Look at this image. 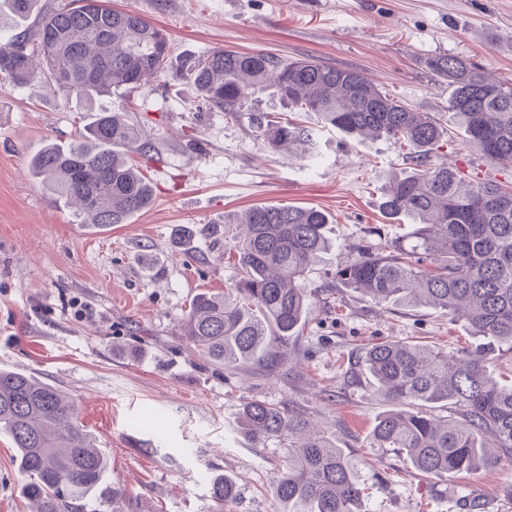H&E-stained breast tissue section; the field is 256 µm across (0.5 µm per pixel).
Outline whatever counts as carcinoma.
I'll return each instance as SVG.
<instances>
[{"label": "carcinoma", "mask_w": 512, "mask_h": 512, "mask_svg": "<svg viewBox=\"0 0 512 512\" xmlns=\"http://www.w3.org/2000/svg\"><path fill=\"white\" fill-rule=\"evenodd\" d=\"M36 0H0L28 18ZM43 61L46 83L64 97L124 93L169 76L171 43L140 14L100 0H71L42 15L33 28L0 42V83L24 88ZM426 68L448 80V111L465 141L512 168V79L496 78L458 56L439 53ZM199 97L238 121L248 116L255 137L287 147L316 164L319 128L255 109L256 95L273 94L320 128L349 137L395 140L410 149L412 171L387 186L382 210L418 222L408 244L386 243L336 270V280L376 304L428 305L465 322L476 336L512 350V190L471 181L432 160L447 134L429 112H418L360 72L311 59L285 60L224 49L199 55L185 69ZM151 147L127 110L100 112L68 146L49 143L30 161L33 177L78 206L83 223L107 229L149 206L152 186L132 156ZM245 225L234 237L238 276L222 293L203 292L190 305L183 334L205 362L243 370L288 362V340L308 313L304 276L329 249V215L314 207L254 206L230 220ZM481 345L465 357L411 341L365 347L364 370L387 409L376 418L373 448H390L421 474H476L495 466L491 448L512 455V385L493 375ZM445 403L461 419L432 412ZM301 414L262 400L249 403L241 433L254 445L288 440V463L272 482L282 512H360L365 483L332 440L312 433ZM0 434L10 437L26 476L24 497L35 512H136L124 489L104 485L110 453L80 421L75 402L31 375L0 369ZM211 512L236 498L234 481L213 478Z\"/></svg>", "instance_id": "cac0c4a2"}]
</instances>
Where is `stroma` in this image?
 Segmentation results:
<instances>
[{
  "label": "stroma",
  "instance_id": "stroma-1",
  "mask_svg": "<svg viewBox=\"0 0 512 512\" xmlns=\"http://www.w3.org/2000/svg\"><path fill=\"white\" fill-rule=\"evenodd\" d=\"M172 42L180 69L213 49L313 57L362 72L448 131L438 162L512 185L506 169L463 140L448 112V83L425 67L437 53L512 77V0H112ZM154 150L153 196L129 223L97 231L29 172L47 143L68 144L92 113L120 107ZM323 158L272 153L247 121H229L182 77L130 94L64 98L41 82L0 84V369L68 393L112 455L111 482L144 512H209V480L226 474L237 498L224 512H281L272 478L288 447L257 446L239 417L264 400L307 417L343 448L368 487L362 512H460L476 502L512 512V456L478 475L431 477L369 436L384 405L355 378L356 353L387 339L459 355L479 337L429 306L377 304L327 277L378 239L406 243L408 219L383 214V190L408 172L409 150L324 130ZM329 213V251L304 280L311 310L288 362L228 371L197 357L182 323L196 295L231 287L238 254L225 219L259 205ZM25 477L0 435V512H28Z\"/></svg>",
  "mask_w": 512,
  "mask_h": 512
}]
</instances>
